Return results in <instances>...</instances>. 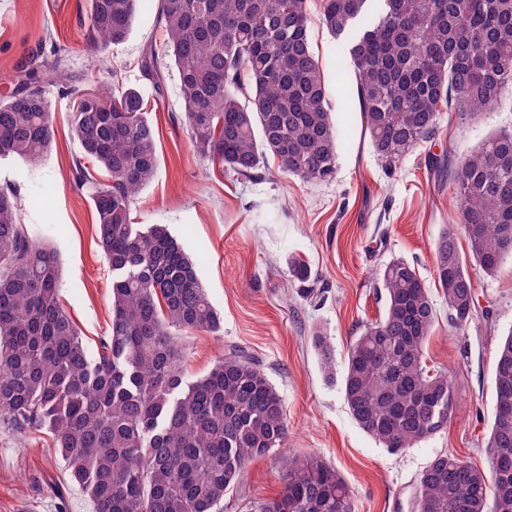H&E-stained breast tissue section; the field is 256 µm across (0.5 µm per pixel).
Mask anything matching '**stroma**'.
<instances>
[{
    "label": "stroma",
    "instance_id": "1",
    "mask_svg": "<svg viewBox=\"0 0 512 512\" xmlns=\"http://www.w3.org/2000/svg\"><path fill=\"white\" fill-rule=\"evenodd\" d=\"M88 8V0H0V94L18 63L49 55L56 44L67 49L81 89L116 76L141 92L157 132L158 166L136 196L132 218L167 226L195 262L223 320L220 335L182 336L185 379L204 376L237 347L284 400L287 444L248 464L244 477L225 492L221 512H250L251 505L277 497L292 455H314L335 468L355 512H414L418 478L436 455L486 466L494 355L512 329V262L495 277H474L479 307L491 311V323L450 329L435 280L434 244L448 226L459 224L460 211L452 183H435L428 158H462L489 133L512 128V99L475 119L441 113L435 138L386 169L364 133L343 43L321 23L322 0H308L311 46L331 92L338 131L336 176L314 184L287 179L268 160L245 177L195 152L181 119L175 72H167L158 92L139 68L143 49L163 44L157 0H137L129 39L99 55L86 50ZM47 95L54 127L48 154L35 164L0 161V189L20 191L32 236L57 252L62 305L94 357L111 323L112 276L98 245L90 191L78 188L73 177L81 157L70 128L75 98L55 88ZM296 258L311 267L307 297L291 272ZM395 258L415 266L437 305L425 357L429 367L448 375L458 395L447 430L397 453L357 426L340 380L326 378L312 344L315 333L325 334L337 364H344L350 344L384 310L379 271ZM0 512H93L48 431L17 435L0 426Z\"/></svg>",
    "mask_w": 512,
    "mask_h": 512
}]
</instances>
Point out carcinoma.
<instances>
[{
	"mask_svg": "<svg viewBox=\"0 0 512 512\" xmlns=\"http://www.w3.org/2000/svg\"><path fill=\"white\" fill-rule=\"evenodd\" d=\"M136 5L90 0L87 45L125 42ZM321 22L346 43L365 134L389 169L436 135L441 111L473 117L512 95V0H323ZM157 23L164 54L146 47L140 70L158 88L166 70L176 71L198 154L242 176L271 156L305 182L334 178L336 124L310 46L308 0H157ZM73 81L62 52L18 69L0 97V159L47 153L45 87ZM71 130L82 157L108 176L96 183L76 162L92 185L112 275L111 326L90 358L61 304L57 254L31 237L18 193L0 191V424L47 430L95 512H216L249 462L285 445L283 399L234 348L183 383L180 336L217 334L221 317L168 228L132 221L134 197L157 169L141 93L112 74L111 87L81 95ZM429 166L437 182L452 181L459 203L461 229L436 241L435 275L448 325L463 331L490 319L478 312L471 271L493 277L512 259V131L490 133L454 164L434 155ZM380 276L384 313L350 345L342 387L358 427L395 452L448 429L457 394L426 364L438 312L415 267L392 259ZM313 345L334 378L329 339L317 333ZM494 387L487 467L435 456L419 477L414 512H512V332L496 351ZM254 512H354V504L333 467L295 457L279 496Z\"/></svg>",
	"mask_w": 512,
	"mask_h": 512,
	"instance_id": "obj_1",
	"label": "carcinoma"
}]
</instances>
